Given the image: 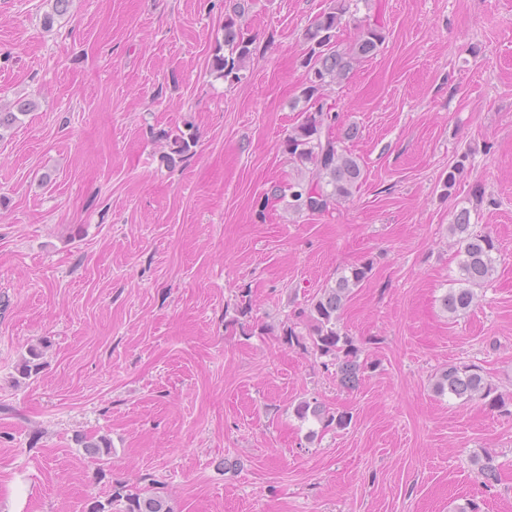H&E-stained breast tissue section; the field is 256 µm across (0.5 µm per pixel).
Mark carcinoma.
<instances>
[{
  "label": "carcinoma",
  "mask_w": 512,
  "mask_h": 512,
  "mask_svg": "<svg viewBox=\"0 0 512 512\" xmlns=\"http://www.w3.org/2000/svg\"><path fill=\"white\" fill-rule=\"evenodd\" d=\"M351 8L350 0H329L307 27L306 44L300 65L305 72V82L300 96L291 104L299 112L297 124L283 141L284 152L296 169V175L275 184L266 193L261 209L277 201L287 202L288 210L296 214L324 215L335 206L353 197L361 184L364 171L357 156L343 146L344 140L354 135L348 128L343 135L336 134L339 114L326 111L325 91L341 83L354 64L374 56L382 46L385 36L382 28L375 24L359 25L354 42L345 50L336 39L337 29L343 25L345 15ZM254 54L253 39L245 36L231 16L224 22V44L214 48L212 69L228 82L241 79ZM34 107L32 102H19L13 106L0 104V131L7 130L19 121V116ZM195 146L192 136L180 134L171 141L170 161L184 158ZM470 153L462 152L458 160L448 168L442 179V187L449 192L456 186L457 175L464 170ZM449 232L457 245L458 277L453 279L456 287L449 289L443 297V306L455 316L468 310L476 299L475 287L482 285L494 272L499 247L488 233L471 229L470 211L460 209L454 216ZM371 268L367 264L350 267L325 285L310 299L307 307L298 313L308 322V335L303 336L290 327L284 333L288 343H302L307 339L315 355L323 359L324 369L335 368L342 385L352 388L359 381L363 366L358 361V348L340 326L341 311L351 289L361 285L369 277ZM42 353L31 347L28 357L23 359L20 374L30 377L43 367ZM435 388L465 400H489V405L499 408L505 405L502 396L481 370L472 364L450 365L436 379ZM302 421L313 420L323 428L346 429L352 422L347 411H330L316 399L300 401L295 408ZM100 462L111 453V444L102 438L97 442L75 437ZM173 512L160 492L141 496L139 494H116L103 504L94 502L88 512Z\"/></svg>",
  "instance_id": "carcinoma-1"
}]
</instances>
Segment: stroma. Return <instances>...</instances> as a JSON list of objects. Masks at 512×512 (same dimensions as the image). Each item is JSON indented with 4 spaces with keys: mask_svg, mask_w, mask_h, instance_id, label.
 I'll use <instances>...</instances> for the list:
<instances>
[{
    "mask_svg": "<svg viewBox=\"0 0 512 512\" xmlns=\"http://www.w3.org/2000/svg\"><path fill=\"white\" fill-rule=\"evenodd\" d=\"M233 3L0 0V103L35 104L0 137V512H87L117 485L174 512H512V413L434 389L474 364L512 397V0H360L386 39L328 95L366 179L332 213L265 217L329 0H248L254 58L230 84L210 67ZM182 132L196 145L169 163ZM464 207L499 253L453 316ZM362 264L348 389L283 331ZM313 397L350 426L301 421Z\"/></svg>",
    "mask_w": 512,
    "mask_h": 512,
    "instance_id": "35a3bbf8",
    "label": "stroma"
}]
</instances>
